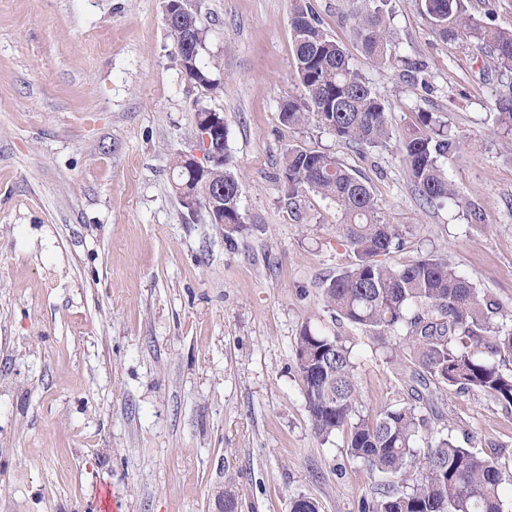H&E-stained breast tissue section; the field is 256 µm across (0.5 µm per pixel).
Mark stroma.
Here are the masks:
<instances>
[{
    "instance_id": "35a3bbf8",
    "label": "stroma",
    "mask_w": 512,
    "mask_h": 512,
    "mask_svg": "<svg viewBox=\"0 0 512 512\" xmlns=\"http://www.w3.org/2000/svg\"><path fill=\"white\" fill-rule=\"evenodd\" d=\"M396 132L434 112L466 136L448 163L464 207L422 203L394 146L360 150L288 126L295 0H194L219 92L172 57L163 0H0V512H360L374 479L311 425L295 369L303 326L353 350L358 409L408 396L405 361L323 300L350 262L335 203L279 180L288 146L339 158L405 248L430 252L512 311V147L494 131L501 77L474 41H444L391 0L402 59L357 46L349 0H307ZM222 113L243 229L189 217L170 167L194 114ZM433 425L464 448L512 450V409L441 389Z\"/></svg>"
}]
</instances>
